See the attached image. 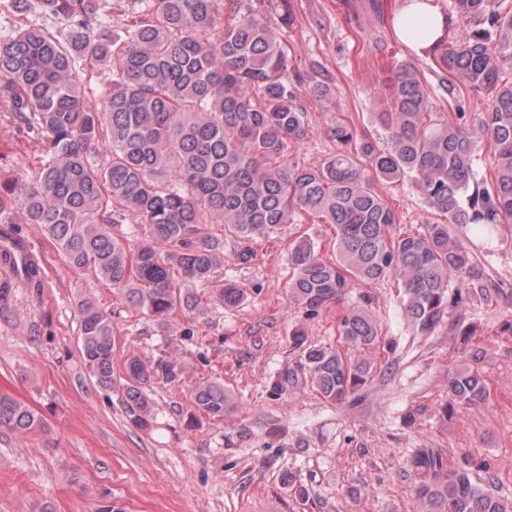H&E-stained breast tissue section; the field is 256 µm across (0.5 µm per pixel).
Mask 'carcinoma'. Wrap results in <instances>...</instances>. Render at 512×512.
I'll list each match as a JSON object with an SVG mask.
<instances>
[{"label":"carcinoma","instance_id":"cac0c4a2","mask_svg":"<svg viewBox=\"0 0 512 512\" xmlns=\"http://www.w3.org/2000/svg\"><path fill=\"white\" fill-rule=\"evenodd\" d=\"M221 0H125L130 21L112 26V0H31L0 4L15 17L0 33V113L42 147L34 182L0 175V223L20 212L39 224L68 263L90 269L124 300L169 331L177 316L208 322L244 293L224 283V230L244 241L235 261H252L247 240L266 237L302 212L336 225L328 261L309 234L289 247V300L310 319L346 307L339 345L293 333L300 372L327 402L356 400L377 370L370 354L381 336L374 298L357 284L391 277L397 313L425 336L444 320L448 292L483 301L497 288L475 253L495 254L500 227L512 222V0H454L470 31L433 62L473 95L475 111H434L432 86L403 62L390 85V111L377 113L383 138L357 134L338 118L328 129L336 150L311 164L288 156L311 124L308 100L330 85L288 72L279 27L292 21L290 0L271 18L250 8L224 21ZM409 183L437 215L413 234L378 190ZM209 290L202 298L198 289ZM79 309L80 352L96 384L115 387L112 314L91 300ZM121 402L128 422L153 419L147 389L175 381L174 360L125 365ZM449 404L485 401L488 387L470 365L448 373ZM194 404L222 418L232 408L219 380L197 383ZM40 425L25 405L0 396V427L24 433ZM418 512H512V499L474 483L487 464L472 455L448 466L437 448L413 458Z\"/></svg>","mask_w":512,"mask_h":512}]
</instances>
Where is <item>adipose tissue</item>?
I'll use <instances>...</instances> for the list:
<instances>
[{
	"instance_id": "ef3b65f1",
	"label": "adipose tissue",
	"mask_w": 512,
	"mask_h": 512,
	"mask_svg": "<svg viewBox=\"0 0 512 512\" xmlns=\"http://www.w3.org/2000/svg\"><path fill=\"white\" fill-rule=\"evenodd\" d=\"M453 23L438 0H396L391 17L395 38L420 57L436 53Z\"/></svg>"
}]
</instances>
